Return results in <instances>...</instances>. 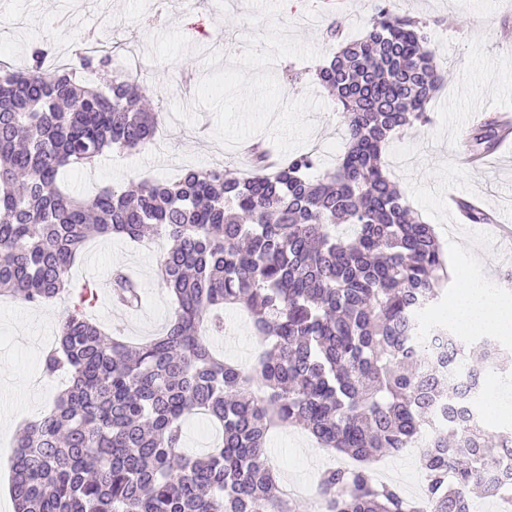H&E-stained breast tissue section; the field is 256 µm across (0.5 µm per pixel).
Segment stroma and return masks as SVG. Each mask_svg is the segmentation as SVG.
<instances>
[{"mask_svg": "<svg viewBox=\"0 0 512 512\" xmlns=\"http://www.w3.org/2000/svg\"><path fill=\"white\" fill-rule=\"evenodd\" d=\"M150 4L151 0H109L102 9L96 0H0V44L9 46L0 53V60L21 66L28 47L44 40L52 44L56 62L62 63L92 30L120 49L126 42H137L144 74L153 77L187 66L198 82L207 72L206 51L221 50L226 57H235V44L255 31L246 22L251 13L246 0H224L220 13L213 0H168L165 26L153 32L141 26ZM388 6L395 14L426 22L429 46L440 66L449 70L445 90L430 106L429 122L390 141L384 155L388 175L440 236L452 271L449 299L457 298L470 275L469 258L463 251L467 245L482 260L487 291L512 293V240L500 238L494 230L498 223L512 225V138L479 165L461 159L463 143L476 124L500 113L512 114V0H388ZM280 19L322 52L317 60L280 58L274 75L285 99L310 91L324 103V110L312 115L315 129L310 143L334 144V152L319 156L322 168H332L345 147L343 127L333 98L313 79L320 61L331 59L338 49L325 35L328 16L320 0H285ZM294 71L302 73V80H291ZM184 101L183 91L160 93L154 103L164 114V124L152 144L136 152L107 154L88 168L68 170L63 174L64 185L72 193L91 196L105 187L121 189L146 178L174 179L184 170L218 162L244 170L247 157L213 139L215 123L208 111L199 110L193 124L172 116V104ZM454 198L479 201L495 216V224L466 223L450 205ZM166 248V241L159 238L89 240L71 270L75 286L83 287L90 280L103 284L116 272H131L145 296L140 309L127 311L116 308L109 292L101 291L89 315L106 328L120 325L131 342L161 332L174 311L172 295L156 277ZM66 308V301L59 299L31 307L0 298V410L25 400L31 407L30 418H41L49 411L65 381L44 378L40 361L44 350L58 341V325ZM225 317L232 326L215 340L216 350L227 360L251 365L256 351L252 325L232 309ZM267 448L281 484L309 489L297 498L296 512H319L317 478L334 465V457L294 429L272 433ZM419 457V449L409 448L381 460L390 469L391 482L412 496L423 482Z\"/></svg>", "mask_w": 512, "mask_h": 512, "instance_id": "35a3bbf8", "label": "stroma"}]
</instances>
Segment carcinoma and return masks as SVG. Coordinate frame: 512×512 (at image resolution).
Masks as SVG:
<instances>
[{"mask_svg": "<svg viewBox=\"0 0 512 512\" xmlns=\"http://www.w3.org/2000/svg\"><path fill=\"white\" fill-rule=\"evenodd\" d=\"M425 27L376 0L364 35L316 70L344 119L334 169L320 171L312 151L272 169L257 151L248 175L190 169L88 198L63 189L59 171L150 144L163 121L153 86L138 74L89 81L112 60L86 49L90 37L52 69L44 47L21 70L0 67V296L69 300L41 359L44 376L69 385L17 437L15 512H294L266 457L268 434L288 427L355 461L319 474L325 512H477L475 489L512 500V484L486 477L512 459V432L463 420L480 369L503 370L512 354L484 340L483 365L473 364L444 326L459 370L436 361L422 319L448 298V258L384 167L393 135L427 123L448 80ZM511 133L486 122L471 149L488 155ZM458 206L473 224L492 221ZM146 233L169 242L157 276L175 315L163 334L128 345L89 321L93 292L71 289L69 271L94 237ZM112 288L121 306L142 305L130 275L116 274ZM228 306L249 314L261 346L247 369L208 343L224 334ZM191 414L221 427L197 456L184 450ZM428 430L422 505L371 464Z\"/></svg>", "mask_w": 512, "mask_h": 512, "instance_id": "1", "label": "carcinoma"}]
</instances>
